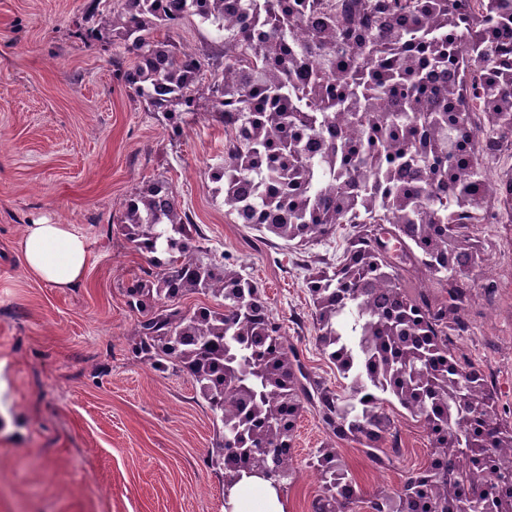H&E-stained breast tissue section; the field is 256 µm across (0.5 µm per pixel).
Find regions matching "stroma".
<instances>
[{"label":"stroma","mask_w":512,"mask_h":512,"mask_svg":"<svg viewBox=\"0 0 512 512\" xmlns=\"http://www.w3.org/2000/svg\"><path fill=\"white\" fill-rule=\"evenodd\" d=\"M88 2L0 0V512H224V479L207 464L217 433L207 402L183 372L154 367L133 336L140 314L127 293L147 263L121 224L131 192L165 183L203 247L259 283L306 370L341 392L348 381L317 345L303 255L227 213L214 180L223 125L194 112L172 134L122 81L134 61L123 41L76 37ZM28 224H66L83 237L80 284L54 288L25 272ZM474 235L484 262L470 275L471 331L459 347L512 408V281L495 276L503 229L481 224ZM491 280L493 316L482 302ZM383 401L404 448L387 468L359 443L330 439L304 407L287 512H311L321 490L313 461L326 444L355 480L352 512L427 464L426 430L394 397Z\"/></svg>","instance_id":"stroma-1"}]
</instances>
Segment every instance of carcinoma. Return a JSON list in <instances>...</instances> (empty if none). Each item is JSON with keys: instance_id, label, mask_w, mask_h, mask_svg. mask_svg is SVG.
<instances>
[{"instance_id": "obj_1", "label": "carcinoma", "mask_w": 512, "mask_h": 512, "mask_svg": "<svg viewBox=\"0 0 512 512\" xmlns=\"http://www.w3.org/2000/svg\"><path fill=\"white\" fill-rule=\"evenodd\" d=\"M386 27L361 25V13ZM325 18L296 42L302 19ZM448 16V28L427 22ZM195 16L219 32L212 55L154 34ZM86 35L118 24L135 64L122 79L155 112L176 119L199 111L194 85L211 59L206 111L224 126V205L238 223L309 249L349 226L346 247L316 265L306 279L314 306L316 341L350 380L349 394L313 377L288 344L261 287L227 268L226 256H204L197 227L186 222L164 184L132 194L123 229L145 255L147 279L130 289L141 315L139 349L158 368L190 377L221 423L210 464L224 474V491L245 474H260L284 491L295 472L278 450L292 448L304 405L326 429L364 446L379 467L404 448L394 419L377 393L392 394L430 436L428 465L401 488L372 499L373 512H512V412L499 408L491 376L457 351L470 329L466 273L481 260L474 228L487 207L477 196L485 163L512 139V109L489 111L512 97V75L500 60L512 54V0H242L241 18L224 22V0H117L109 14L91 0ZM267 26L262 42L252 28ZM459 40L472 54L458 66L453 97L427 110L425 74L448 66ZM251 79L231 87L224 72ZM157 83L169 97H154ZM397 112H378L384 96ZM363 137L326 138L338 118ZM321 142L319 151L310 146ZM423 166L427 179L403 183L397 168ZM351 185L340 191L343 183ZM166 260L156 257L158 252ZM422 273L440 291L412 292L405 275ZM204 294L217 302L193 312L180 299ZM472 461L469 469L462 462ZM321 493L312 512H350L341 496L353 478L336 449L318 451Z\"/></svg>"}]
</instances>
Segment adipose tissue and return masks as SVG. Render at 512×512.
<instances>
[{
    "mask_svg": "<svg viewBox=\"0 0 512 512\" xmlns=\"http://www.w3.org/2000/svg\"><path fill=\"white\" fill-rule=\"evenodd\" d=\"M23 267L54 288H71L83 277L87 248L65 224H30L20 244ZM230 512H285L283 499L269 481L242 478L229 491Z\"/></svg>",
    "mask_w": 512,
    "mask_h": 512,
    "instance_id": "adipose-tissue-1",
    "label": "adipose tissue"
}]
</instances>
